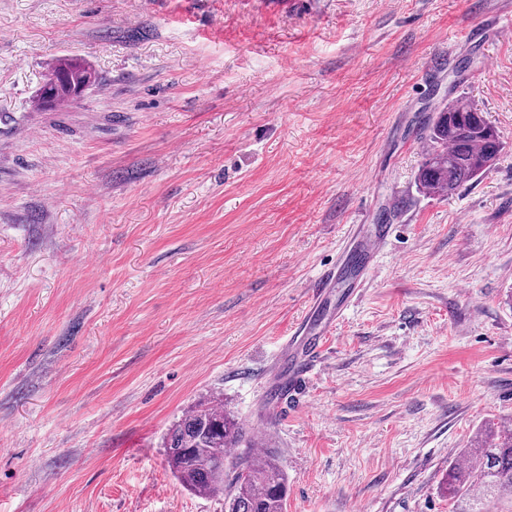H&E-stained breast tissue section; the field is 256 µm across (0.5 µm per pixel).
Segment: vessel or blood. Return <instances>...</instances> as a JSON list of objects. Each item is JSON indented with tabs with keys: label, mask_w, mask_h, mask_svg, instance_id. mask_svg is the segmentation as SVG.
<instances>
[{
	"label": "vessel or blood",
	"mask_w": 512,
	"mask_h": 512,
	"mask_svg": "<svg viewBox=\"0 0 512 512\" xmlns=\"http://www.w3.org/2000/svg\"><path fill=\"white\" fill-rule=\"evenodd\" d=\"M395 224H377L370 231L355 227L351 236L350 252L355 253L358 264L350 278L348 288L341 300L342 306H349L358 296L373 266L374 258L380 246L394 233ZM345 266L344 259H337L324 270L311 286L310 308L319 311L332 295L339 282ZM339 317L338 312H331L323 319L305 323L288 338V351L284 356V365L276 366L268 378L269 387L279 389L287 394L296 393L321 364L324 357V339L334 328Z\"/></svg>",
	"instance_id": "1"
}]
</instances>
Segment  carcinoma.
Instances as JSON below:
<instances>
[{
  "instance_id": "1",
  "label": "carcinoma",
  "mask_w": 512,
  "mask_h": 512,
  "mask_svg": "<svg viewBox=\"0 0 512 512\" xmlns=\"http://www.w3.org/2000/svg\"><path fill=\"white\" fill-rule=\"evenodd\" d=\"M97 81L77 57L60 60L40 89L42 106L55 110L80 98ZM427 148L415 181L432 195L449 196L482 176L503 143L471 101L436 108L423 127ZM163 447L171 472L188 490L224 497L225 512H285L288 482L277 454H253L248 433L222 403L199 404L167 430ZM450 512H512V429L499 426L448 465L444 480Z\"/></svg>"
}]
</instances>
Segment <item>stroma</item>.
Segmentation results:
<instances>
[{"label": "stroma", "mask_w": 512, "mask_h": 512, "mask_svg": "<svg viewBox=\"0 0 512 512\" xmlns=\"http://www.w3.org/2000/svg\"><path fill=\"white\" fill-rule=\"evenodd\" d=\"M511 21L512 0H0V512H224L162 448L216 398L277 449L285 512H448L449 463L512 425ZM64 56L99 80L42 110ZM458 96L503 150L429 196L421 127ZM389 212L270 410L312 281ZM397 224H374L369 233L364 234V227L353 226L349 250L342 258L336 260L324 270L311 285L310 309L316 314L334 292L339 282L347 257L350 253L358 256V264L350 278L347 291L341 302L327 317L305 323L288 338V353L280 361L268 378V387L280 389L292 396L296 393L321 364L324 357V339L331 333L340 313L358 296L361 288L374 266V258L380 246L394 233ZM288 362L287 371L284 364Z\"/></svg>", "instance_id": "stroma-1"}]
</instances>
